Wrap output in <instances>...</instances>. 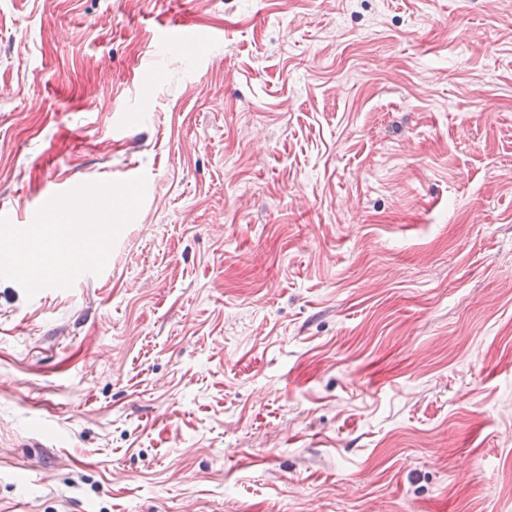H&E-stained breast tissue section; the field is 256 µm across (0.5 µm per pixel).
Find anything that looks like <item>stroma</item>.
<instances>
[{"instance_id":"35a3bbf8","label":"stroma","mask_w":512,"mask_h":512,"mask_svg":"<svg viewBox=\"0 0 512 512\" xmlns=\"http://www.w3.org/2000/svg\"><path fill=\"white\" fill-rule=\"evenodd\" d=\"M140 175L0 279V512H512V0H0V214Z\"/></svg>"}]
</instances>
